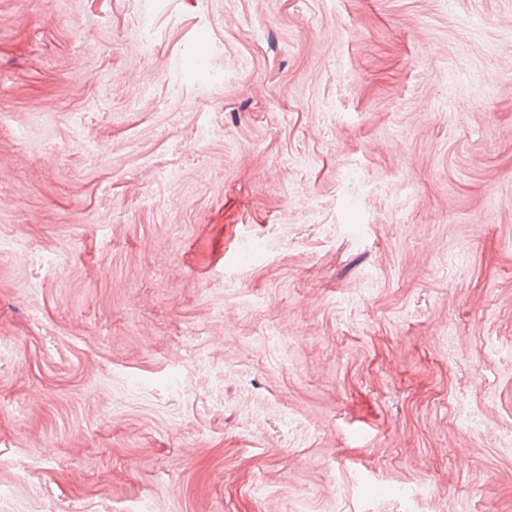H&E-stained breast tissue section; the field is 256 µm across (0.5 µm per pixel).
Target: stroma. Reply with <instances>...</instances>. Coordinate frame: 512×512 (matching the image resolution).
I'll use <instances>...</instances> for the list:
<instances>
[{
    "mask_svg": "<svg viewBox=\"0 0 512 512\" xmlns=\"http://www.w3.org/2000/svg\"><path fill=\"white\" fill-rule=\"evenodd\" d=\"M511 53L512 0H0L57 258L0 252V512H512Z\"/></svg>",
    "mask_w": 512,
    "mask_h": 512,
    "instance_id": "stroma-1",
    "label": "stroma"
}]
</instances>
